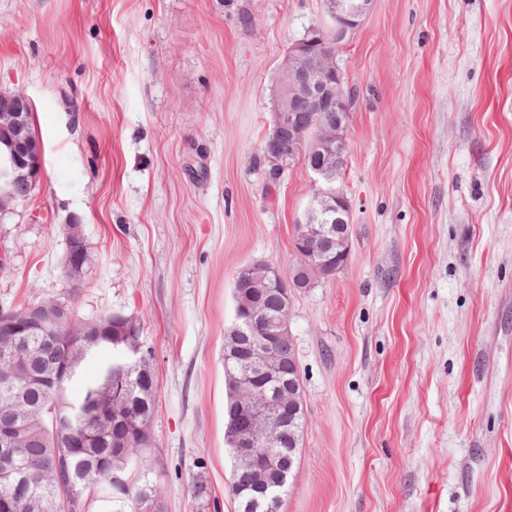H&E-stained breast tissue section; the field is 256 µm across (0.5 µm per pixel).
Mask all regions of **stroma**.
Listing matches in <instances>:
<instances>
[{
	"label": "stroma",
	"mask_w": 512,
	"mask_h": 512,
	"mask_svg": "<svg viewBox=\"0 0 512 512\" xmlns=\"http://www.w3.org/2000/svg\"><path fill=\"white\" fill-rule=\"evenodd\" d=\"M321 0H0V93L43 165L0 221V307L65 291L153 352L164 512H237L224 443L234 281L290 273L314 185L268 175L280 67ZM355 91L346 265L291 292L305 426L280 512H512V0H372L336 48ZM59 230L66 243V253L62 262V269L68 288L70 283L80 281L83 277L86 267L91 262V257L83 224H61Z\"/></svg>",
	"instance_id": "obj_1"
}]
</instances>
